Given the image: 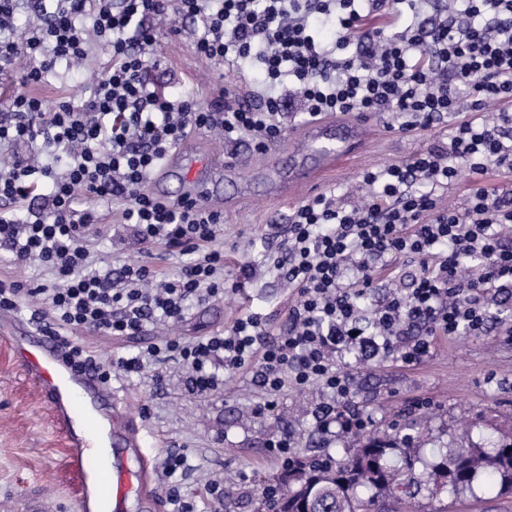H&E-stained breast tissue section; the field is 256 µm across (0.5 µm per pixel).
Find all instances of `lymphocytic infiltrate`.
Listing matches in <instances>:
<instances>
[{
	"label": "lymphocytic infiltrate",
	"mask_w": 512,
	"mask_h": 512,
	"mask_svg": "<svg viewBox=\"0 0 512 512\" xmlns=\"http://www.w3.org/2000/svg\"><path fill=\"white\" fill-rule=\"evenodd\" d=\"M426 0H0V62L40 59L27 81L38 82L57 61L87 54V35L111 49L112 65L88 98L47 110L43 100L17 94L0 114V142L37 138L67 154L65 173L46 163L18 161L0 174V247L19 265L52 268V285L27 288L0 282V308L28 295L43 296L56 324L110 336H137L158 322L178 323L188 302L224 292V253L214 243L223 212L183 198L170 201L145 191L169 150L194 129L217 128L225 139L250 136L266 150L279 138L277 121L287 109L281 88L298 84L306 114L397 112L402 131L425 128L458 112L474 117L453 125L445 143H435L411 161L362 175L367 197L356 205L322 194L298 206L289 220L285 257L278 261L297 299L288 325L270 333L263 317L249 313L220 333L193 340L164 337L144 352L118 360L128 374L146 364L175 362L186 370L188 392L207 396L225 373L252 370L265 393L259 413L274 412L285 386L317 383L334 400L317 407L322 430L360 431L359 415L338 416L335 400L349 388L337 360L356 352L363 361L399 352L418 363L434 337L480 336L490 309L512 297V188L474 187L463 209L441 207L439 194L460 167L481 175L512 173V112L482 118L487 107L512 97V0H467L474 25L442 22L424 28L417 17ZM38 24L17 41L13 19L21 9ZM416 20L394 36L364 24L385 13ZM201 23L198 53L217 63L264 77L258 105L239 103L203 110L171 101L156 91L151 73L152 21L169 13ZM319 16L336 37L316 36L309 19ZM50 185L45 206L20 216L21 203ZM126 202L125 223L136 225L146 247L165 244L187 253L178 276L157 279L144 264L108 274L93 270L86 246L96 216L88 204ZM419 260L421 273L408 295L393 294L365 320L384 255ZM480 259L478 278L466 277V261ZM160 280L159 291L146 284Z\"/></svg>",
	"instance_id": "f902f5d3"
}]
</instances>
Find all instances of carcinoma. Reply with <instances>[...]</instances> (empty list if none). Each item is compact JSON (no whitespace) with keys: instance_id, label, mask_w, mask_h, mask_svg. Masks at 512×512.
Masks as SVG:
<instances>
[{"instance_id":"cac0c4a2","label":"carcinoma","mask_w":512,"mask_h":512,"mask_svg":"<svg viewBox=\"0 0 512 512\" xmlns=\"http://www.w3.org/2000/svg\"><path fill=\"white\" fill-rule=\"evenodd\" d=\"M408 434H360L353 436V452L346 459H297L288 468L275 512H298L309 500L310 512H418V481ZM438 462L429 473H452L447 486L455 493L473 488L484 475L500 494H512V426L490 425L487 444L469 442L455 448L437 447Z\"/></svg>"}]
</instances>
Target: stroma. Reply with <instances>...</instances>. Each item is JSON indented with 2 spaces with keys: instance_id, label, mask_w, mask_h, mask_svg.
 I'll list each match as a JSON object with an SVG mask.
<instances>
[{
  "instance_id": "35a3bbf8",
  "label": "stroma",
  "mask_w": 512,
  "mask_h": 512,
  "mask_svg": "<svg viewBox=\"0 0 512 512\" xmlns=\"http://www.w3.org/2000/svg\"><path fill=\"white\" fill-rule=\"evenodd\" d=\"M155 51L161 61L151 79L158 92L211 106L220 88L236 95L247 94L252 78L235 67L218 65L201 57L195 43L201 26L192 22L172 31L169 21L153 24ZM109 48L90 41L84 68L74 73L57 65L47 80L28 84L24 75L28 61L20 59L0 67V113L13 97L27 93L50 105L87 94L95 76L108 65ZM367 148L345 165L320 178V190L334 193L342 202L356 201L363 172L394 163L409 162L429 144L447 141L450 121L426 129L400 131L401 117L394 112H369ZM239 159L235 170L220 181V194L213 201L224 213V230L216 240L224 249V294L192 301L173 332L193 339L229 329L248 313H261L272 330L286 327L288 310L296 294L286 281L270 272L267 263L280 255L281 236L292 212L309 197L304 188L291 196L276 193L274 180L263 173L266 154L253 151L247 142L223 139L206 129L192 131L171 148L166 162L180 165L190 158L205 163L215 151ZM487 189L512 185V174L497 170L476 175L462 170L458 180L444 191L441 203L463 208L474 186ZM101 232L94 240V258L105 266L147 263L162 276L176 273L184 257L176 250L157 246L144 251L133 225L122 223V204L93 205ZM252 266L243 278L244 266ZM502 323H494L485 336L436 339L432 354L408 365L398 353L365 363L346 356L343 369L351 383L349 410L368 418L369 430L402 428L419 415L429 417L431 431L414 438V472L426 479L437 461L434 446L455 445L463 424L472 427L470 438L482 442L491 421L512 420V337L502 334ZM62 335L93 352L101 368L121 357L137 354L157 336L147 329L138 336H106L82 329L62 328ZM109 388L130 415L142 450L153 461L154 484L150 499H127L124 512H174L169 488L194 502L197 512H217L206 496L207 486L228 481L231 512H259L266 485L278 484L283 467L268 451L267 443L281 432L293 433L299 455L331 456L342 460L352 445L341 431L320 432L313 412L331 401L319 384L304 389L284 388L277 396L274 413L256 414L263 392L251 381L249 371L226 376L223 387L210 396H197L184 387L183 369L168 364L162 383L150 373L128 375L111 369ZM66 448L56 432L50 413L38 391L0 341V512H77L81 483L66 466ZM186 454L185 471L169 475L163 468L167 453ZM419 501L425 512L438 504L450 512H512V497H498L495 489L477 479L473 491L456 494L443 490L431 496L422 490Z\"/></svg>"
}]
</instances>
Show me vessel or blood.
Wrapping results in <instances>:
<instances>
[{"mask_svg":"<svg viewBox=\"0 0 512 512\" xmlns=\"http://www.w3.org/2000/svg\"><path fill=\"white\" fill-rule=\"evenodd\" d=\"M312 163L292 155L282 171L286 188L308 184L320 173L362 149V127L357 123H311L304 135ZM224 171L222 158L201 168L184 170L191 187L189 196L203 206L212 202V188ZM15 361L46 404L56 430L68 447L66 462L83 480L77 501L78 512H120L125 500L147 487L151 461L138 454L135 468L108 463L103 452L105 434L114 427L115 403L111 391L103 388L92 371L75 370L65 359L60 343L40 328L22 332L11 319L0 322Z\"/></svg>","mask_w":512,"mask_h":512,"instance_id":"1","label":"vessel or blood"}]
</instances>
